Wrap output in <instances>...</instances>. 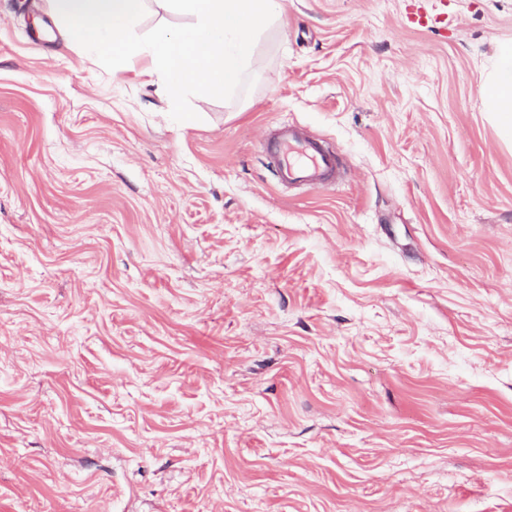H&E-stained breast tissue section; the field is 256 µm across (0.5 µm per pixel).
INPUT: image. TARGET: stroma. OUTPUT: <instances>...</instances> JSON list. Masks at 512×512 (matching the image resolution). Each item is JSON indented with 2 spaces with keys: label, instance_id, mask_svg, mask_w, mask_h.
I'll return each instance as SVG.
<instances>
[{
  "label": "stroma",
  "instance_id": "stroma-1",
  "mask_svg": "<svg viewBox=\"0 0 512 512\" xmlns=\"http://www.w3.org/2000/svg\"><path fill=\"white\" fill-rule=\"evenodd\" d=\"M44 3L0 0V512H512V0H279L184 122ZM482 100L502 135L512 137V41L500 45L495 61L484 73ZM260 149L273 164L280 183L321 191L335 186L344 172L335 149L309 138L294 124H282L265 134Z\"/></svg>",
  "mask_w": 512,
  "mask_h": 512
}]
</instances>
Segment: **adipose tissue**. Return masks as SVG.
Here are the masks:
<instances>
[{
  "label": "adipose tissue",
  "instance_id": "1",
  "mask_svg": "<svg viewBox=\"0 0 512 512\" xmlns=\"http://www.w3.org/2000/svg\"><path fill=\"white\" fill-rule=\"evenodd\" d=\"M485 111L491 112L505 137H512V41L502 43L482 81Z\"/></svg>",
  "mask_w": 512,
  "mask_h": 512
}]
</instances>
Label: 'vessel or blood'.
<instances>
[{
    "label": "vessel or blood",
    "mask_w": 512,
    "mask_h": 512,
    "mask_svg": "<svg viewBox=\"0 0 512 512\" xmlns=\"http://www.w3.org/2000/svg\"><path fill=\"white\" fill-rule=\"evenodd\" d=\"M260 149L283 183L321 191L335 186L344 172L335 149L309 138L294 124L280 125L265 134Z\"/></svg>",
    "instance_id": "1"
}]
</instances>
